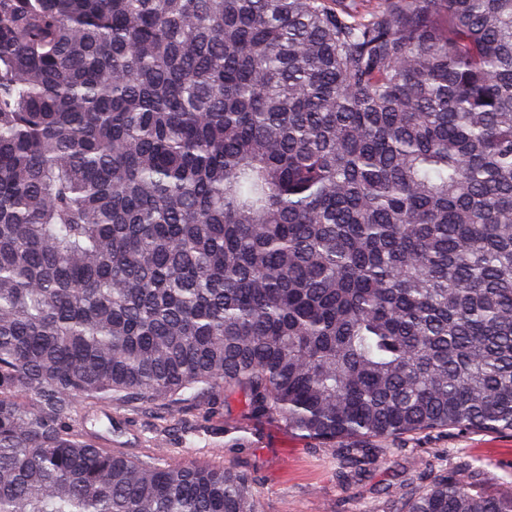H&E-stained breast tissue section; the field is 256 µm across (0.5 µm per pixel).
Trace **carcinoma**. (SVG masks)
Returning <instances> with one entry per match:
<instances>
[{
  "mask_svg": "<svg viewBox=\"0 0 512 512\" xmlns=\"http://www.w3.org/2000/svg\"><path fill=\"white\" fill-rule=\"evenodd\" d=\"M0 0V512H262L86 412L338 449L512 432V0ZM224 427V447L255 444ZM466 465L395 512H512Z\"/></svg>",
  "mask_w": 512,
  "mask_h": 512,
  "instance_id": "obj_1",
  "label": "carcinoma"
}]
</instances>
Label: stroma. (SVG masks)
<instances>
[{"instance_id": "stroma-1", "label": "stroma", "mask_w": 512, "mask_h": 512, "mask_svg": "<svg viewBox=\"0 0 512 512\" xmlns=\"http://www.w3.org/2000/svg\"><path fill=\"white\" fill-rule=\"evenodd\" d=\"M121 422L116 449L135 459L162 456L165 463L207 467L232 465L248 474L261 493L263 512H390L410 489L417 466L440 472L463 462L483 467L479 488L491 495L512 493V436L468 431L425 432L398 442L378 443L366 472L339 480L335 449L263 425L255 447L235 452L224 446V420L188 406L172 417L168 441L158 442L140 415L117 409L99 418Z\"/></svg>"}]
</instances>
